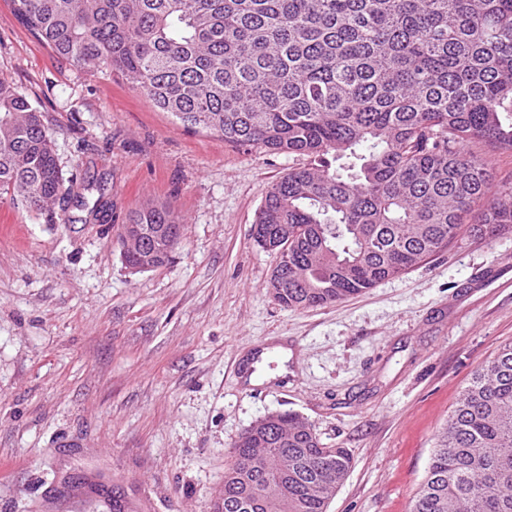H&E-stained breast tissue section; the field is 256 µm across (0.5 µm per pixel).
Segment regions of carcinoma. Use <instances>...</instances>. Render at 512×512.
Segmentation results:
<instances>
[{
    "label": "carcinoma",
    "instance_id": "obj_1",
    "mask_svg": "<svg viewBox=\"0 0 512 512\" xmlns=\"http://www.w3.org/2000/svg\"><path fill=\"white\" fill-rule=\"evenodd\" d=\"M75 66L120 74L183 126L304 156L272 183L253 238L278 254L267 288L287 308L335 303L396 277L466 221L512 230L469 150L512 152V0H10ZM355 159L341 172L331 161ZM0 190L36 209L64 199L53 141L0 80ZM169 261L181 224L147 200L125 220ZM217 512H327L352 467L293 411L235 441ZM410 512H512V342L478 368L436 437Z\"/></svg>",
    "mask_w": 512,
    "mask_h": 512
}]
</instances>
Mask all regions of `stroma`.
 I'll return each instance as SVG.
<instances>
[{
    "instance_id": "stroma-1",
    "label": "stroma",
    "mask_w": 512,
    "mask_h": 512,
    "mask_svg": "<svg viewBox=\"0 0 512 512\" xmlns=\"http://www.w3.org/2000/svg\"><path fill=\"white\" fill-rule=\"evenodd\" d=\"M0 78L72 182L51 214L0 194V512H213L234 442L288 410L352 455L328 512H409L459 392L512 342V232L462 231L373 288L286 308L252 226L301 157L184 129L120 76L56 56L10 0ZM148 199L182 236L136 272L112 227ZM261 347L252 385L234 366Z\"/></svg>"
}]
</instances>
